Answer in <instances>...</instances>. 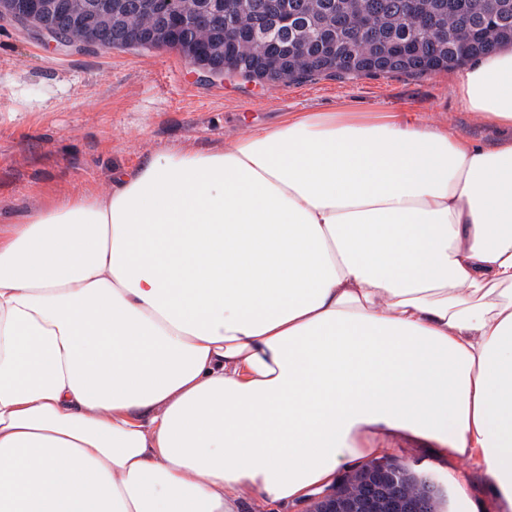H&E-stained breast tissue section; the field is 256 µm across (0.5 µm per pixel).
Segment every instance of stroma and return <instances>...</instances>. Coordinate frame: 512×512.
<instances>
[{"mask_svg":"<svg viewBox=\"0 0 512 512\" xmlns=\"http://www.w3.org/2000/svg\"><path fill=\"white\" fill-rule=\"evenodd\" d=\"M456 75L451 69L315 76L288 84L209 77L171 49L70 51L41 41L23 24L0 20V220L20 216L44 194L107 192L114 170L152 156L220 149L251 127L341 103L411 112L486 147L512 138L511 127L458 102ZM388 455L440 479L442 512H497L479 469L445 461L404 436L393 438ZM462 472L470 499L465 508L456 490Z\"/></svg>","mask_w":512,"mask_h":512,"instance_id":"obj_1","label":"stroma"}]
</instances>
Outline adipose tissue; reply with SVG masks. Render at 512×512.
Listing matches in <instances>:
<instances>
[{
	"label": "adipose tissue",
	"mask_w": 512,
	"mask_h": 512,
	"mask_svg": "<svg viewBox=\"0 0 512 512\" xmlns=\"http://www.w3.org/2000/svg\"><path fill=\"white\" fill-rule=\"evenodd\" d=\"M512 127V49L461 73ZM404 432L512 512V139L294 112L0 226V512H238Z\"/></svg>",
	"instance_id": "ef3b65f1"
}]
</instances>
